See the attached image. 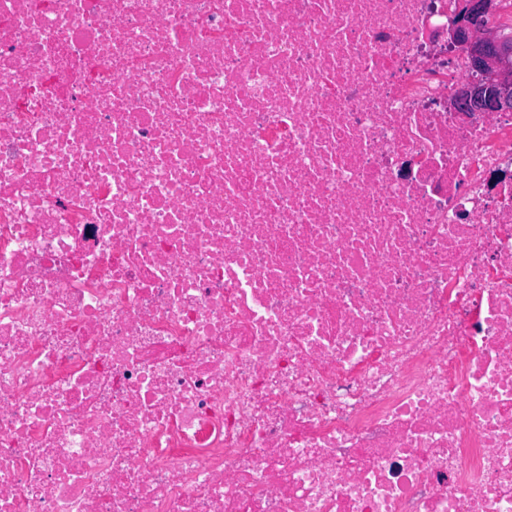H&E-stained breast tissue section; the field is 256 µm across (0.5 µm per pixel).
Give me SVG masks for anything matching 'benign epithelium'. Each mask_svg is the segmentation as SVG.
I'll use <instances>...</instances> for the list:
<instances>
[{
	"mask_svg": "<svg viewBox=\"0 0 512 512\" xmlns=\"http://www.w3.org/2000/svg\"><path fill=\"white\" fill-rule=\"evenodd\" d=\"M491 0H460L457 23L448 30L449 42L466 48L478 77L467 81L454 100L463 112L512 110V46H505L484 23Z\"/></svg>",
	"mask_w": 512,
	"mask_h": 512,
	"instance_id": "obj_1",
	"label": "benign epithelium"
}]
</instances>
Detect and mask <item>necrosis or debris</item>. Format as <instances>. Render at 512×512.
Here are the masks:
<instances>
[{
	"mask_svg": "<svg viewBox=\"0 0 512 512\" xmlns=\"http://www.w3.org/2000/svg\"><path fill=\"white\" fill-rule=\"evenodd\" d=\"M455 4L0 0V512H512Z\"/></svg>",
	"mask_w": 512,
	"mask_h": 512,
	"instance_id": "1",
	"label": "necrosis or debris"
}]
</instances>
